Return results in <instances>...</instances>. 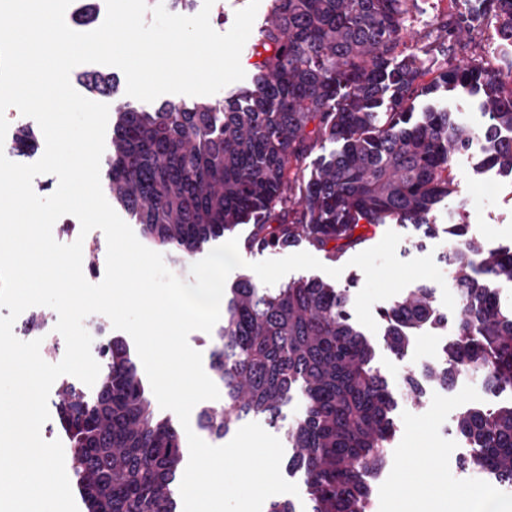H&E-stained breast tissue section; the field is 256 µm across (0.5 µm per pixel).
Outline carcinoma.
<instances>
[{"mask_svg":"<svg viewBox=\"0 0 512 512\" xmlns=\"http://www.w3.org/2000/svg\"><path fill=\"white\" fill-rule=\"evenodd\" d=\"M487 23L512 48V0H480ZM417 0H271L253 55L252 88L222 102L163 101L150 111L115 107L103 181L145 242L183 261L240 224L249 249L306 241L336 260L366 240L365 226L411 224L425 236L437 206L456 190V156L485 141L476 171L512 180V81L483 57L432 61L412 44ZM481 27L458 13L437 31L444 42ZM92 97L118 94L115 76L85 72ZM481 99L488 122L475 131L455 113L416 102L440 91ZM326 142L329 155L314 156ZM36 135L18 130L27 155ZM455 258L461 310L443 359L410 373L406 388H444L462 371L493 393L512 391V309L490 287L512 283V245L488 249L444 229ZM386 348L403 356L414 336L444 316L421 284L381 310ZM210 369L224 405L200 409V428L219 437L248 415L275 421L299 396L288 427L286 467L305 476L309 512H368L366 476L385 463L398 398L373 365L375 350L351 322L346 289L321 279L270 291L241 275L224 292L212 330ZM96 395L62 390L59 420L86 512H177L171 486L182 469L179 433L158 418L127 343L111 339ZM456 431L473 448L469 466L512 481V404L467 408Z\"/></svg>","mask_w":512,"mask_h":512,"instance_id":"carcinoma-1","label":"carcinoma"}]
</instances>
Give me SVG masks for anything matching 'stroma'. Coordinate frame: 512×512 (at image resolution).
Returning a JSON list of instances; mask_svg holds the SVG:
<instances>
[{"label":"stroma","instance_id":"35a3bbf8","mask_svg":"<svg viewBox=\"0 0 512 512\" xmlns=\"http://www.w3.org/2000/svg\"><path fill=\"white\" fill-rule=\"evenodd\" d=\"M456 183L457 193L436 211V223H457L464 208L470 214L469 238L488 248L512 245V201L507 198L512 182L491 173L475 174L470 157L463 156L457 162ZM415 237L413 229L379 224L370 228L366 242L340 259L322 251L316 254L323 265L341 267L334 283L348 288L352 320L373 342L374 365L398 393L409 371L441 360L443 345L456 334L460 313L452 268L442 260L447 235L426 240L421 247ZM422 283L431 288L435 306L448 321L440 329L421 332L399 357L384 345L378 311ZM495 403L481 375L470 371L462 372L454 387L428 385L423 402H400L387 464L372 482L375 512H460L464 507L479 512V503L471 497L478 485L461 466L470 450L454 430V417L466 408Z\"/></svg>","mask_w":512,"mask_h":512}]
</instances>
